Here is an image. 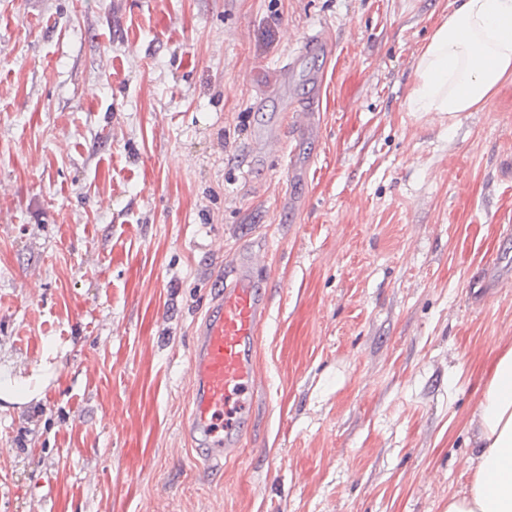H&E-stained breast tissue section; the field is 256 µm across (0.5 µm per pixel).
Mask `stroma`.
<instances>
[{"mask_svg": "<svg viewBox=\"0 0 512 512\" xmlns=\"http://www.w3.org/2000/svg\"><path fill=\"white\" fill-rule=\"evenodd\" d=\"M449 3L0 0V512H447L512 349V81L405 105ZM246 249L256 418L215 470L188 355Z\"/></svg>", "mask_w": 512, "mask_h": 512, "instance_id": "obj_1", "label": "stroma"}]
</instances>
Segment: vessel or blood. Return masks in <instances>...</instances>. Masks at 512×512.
I'll return each mask as SVG.
<instances>
[{
	"mask_svg": "<svg viewBox=\"0 0 512 512\" xmlns=\"http://www.w3.org/2000/svg\"><path fill=\"white\" fill-rule=\"evenodd\" d=\"M260 279L252 253L239 256L189 352V429L209 466L238 457L253 417L258 333L269 316Z\"/></svg>",
	"mask_w": 512,
	"mask_h": 512,
	"instance_id": "vessel-or-blood-1",
	"label": "vessel or blood"
}]
</instances>
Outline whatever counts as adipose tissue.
Segmentation results:
<instances>
[{"mask_svg":"<svg viewBox=\"0 0 512 512\" xmlns=\"http://www.w3.org/2000/svg\"><path fill=\"white\" fill-rule=\"evenodd\" d=\"M512 78V0H452L415 59L412 112L482 109ZM477 468L448 512H512V351L495 365L478 407Z\"/></svg>","mask_w":512,"mask_h":512,"instance_id":"obj_1","label":"adipose tissue"}]
</instances>
